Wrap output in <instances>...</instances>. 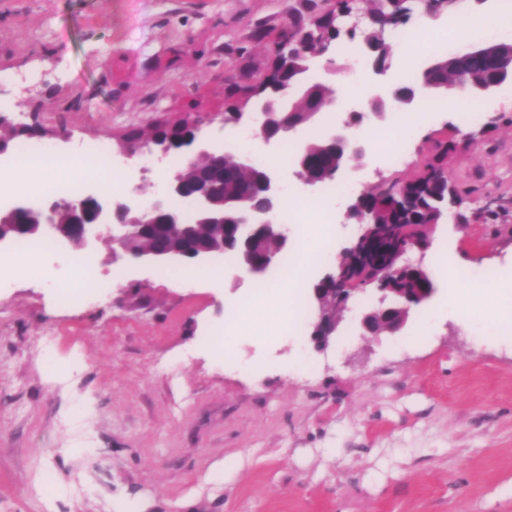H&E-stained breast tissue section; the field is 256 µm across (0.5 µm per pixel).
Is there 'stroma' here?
<instances>
[{
    "instance_id": "obj_1",
    "label": "stroma",
    "mask_w": 512,
    "mask_h": 512,
    "mask_svg": "<svg viewBox=\"0 0 512 512\" xmlns=\"http://www.w3.org/2000/svg\"><path fill=\"white\" fill-rule=\"evenodd\" d=\"M334 8L0 0V98L15 106L13 125L39 124L61 155L101 139L121 155L130 131L186 112L211 117L205 134L226 144L234 127L221 113L245 101L289 21ZM473 105L480 123L453 108L420 125L403 166L369 151L335 182L358 195L413 177L453 138L460 199L426 255L409 258L494 270L484 311L512 291V85ZM326 119L262 149L298 195L294 157ZM489 200L493 219L480 212ZM328 208L329 239L315 236L314 210L287 227L289 250L327 252L306 295L360 231L342 204ZM91 257L104 288L81 303L63 301L66 266L53 253L0 288V512H512V325L447 311L462 282L435 278L434 296L393 335L361 338L342 312L319 353L309 323L296 336L273 329L291 286L280 266L239 285L198 267L183 287L168 269L113 262L107 240ZM247 302L267 311L237 326Z\"/></svg>"
}]
</instances>
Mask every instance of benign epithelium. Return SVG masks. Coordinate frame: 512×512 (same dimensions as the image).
<instances>
[{"label": "benign epithelium", "instance_id": "1", "mask_svg": "<svg viewBox=\"0 0 512 512\" xmlns=\"http://www.w3.org/2000/svg\"><path fill=\"white\" fill-rule=\"evenodd\" d=\"M499 65V80L484 88L481 94H491L506 82H512V54L499 60ZM296 84L297 81L291 79L286 84H279L275 82L273 73H265L253 93V96L257 97L253 109L246 112L239 107L233 108L232 121L253 129L254 137L269 145L278 141V135L270 132V126L277 120L278 114L286 113V117L280 120V125L281 134L287 135L305 123V119H310L324 108L336 104V97L331 91L319 102L310 98L312 88L325 89L327 84L314 79L309 72L306 73L302 84H297L302 89L299 102L291 101L289 89ZM447 91L448 86H437L428 81L414 86L405 93L400 92L396 86L384 87L373 83L368 87L359 107L352 110L351 114L367 119L374 114L375 107L385 104L388 100L408 108L418 105L429 93ZM207 123L209 119L199 115L193 117L189 112L180 119L165 123L170 130L185 129L193 133V138L187 140L184 153L188 154V163L198 165L199 175L196 179L187 180L177 172L166 181L162 191L146 203L129 200L111 204L89 194L77 202L68 204L73 215L72 221L68 224L57 221L56 203L39 208L15 205L5 211L0 210V248L7 247L15 239V231L4 229L1 223L21 215V211L26 210L31 212L30 222L21 226L26 235L35 239L49 236L60 247L75 251H88L99 241L108 239L112 242L114 257L122 258L132 266L174 264L202 267L223 257L222 246L184 249L174 247L170 250L159 249L151 252L133 247L144 228L150 224L159 226L161 231L172 238L188 240L192 237V225L185 223V215L181 209L171 205L173 200L190 205L198 224L224 223V197L217 195L208 180L209 168L224 164V149L213 145L203 135ZM355 127L356 123L348 118L340 126L328 131V146L342 151L346 158L361 154L362 147L355 134ZM261 191L264 205L259 208L243 205L236 224L232 225L240 244L237 267L250 277L265 273L277 262L276 257L270 256L260 265L252 258L249 244L256 232L263 231L285 243L288 242L286 231L278 222L282 187L276 173L269 171L264 175ZM360 226L359 235L345 253L359 255L368 267L369 277L363 288H355V278L351 276V271L340 263L335 270L320 280L323 287L314 289L316 319L310 333L313 346L319 352L327 350L330 344L336 341L341 323L340 317H332L326 313V299L342 312L348 308L356 294L366 292L368 286H374L375 301L373 305L360 310L357 323L360 335L366 338L395 332V329L387 327V324L392 322L389 318L391 312L408 313L413 308L423 306L430 298L423 289L406 294L389 285L391 275L400 274L406 269L425 274L422 262L413 263L407 259L413 248L404 245L395 250L388 248L386 232L382 225L376 223L375 215L370 212L361 217Z\"/></svg>", "mask_w": 512, "mask_h": 512}]
</instances>
